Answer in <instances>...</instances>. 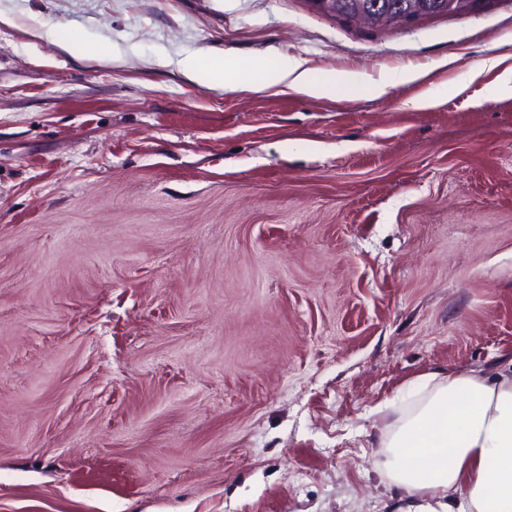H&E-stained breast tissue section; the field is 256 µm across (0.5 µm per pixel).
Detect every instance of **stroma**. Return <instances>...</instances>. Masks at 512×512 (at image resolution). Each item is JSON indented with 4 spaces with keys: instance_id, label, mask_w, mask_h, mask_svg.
I'll use <instances>...</instances> for the list:
<instances>
[{
    "instance_id": "1",
    "label": "stroma",
    "mask_w": 512,
    "mask_h": 512,
    "mask_svg": "<svg viewBox=\"0 0 512 512\" xmlns=\"http://www.w3.org/2000/svg\"><path fill=\"white\" fill-rule=\"evenodd\" d=\"M504 54L512 0H0V512H385L421 376L512 358ZM331 78L321 76L312 69L303 66L297 60L286 59L272 69L260 67L233 68L230 76V88H249L263 90L285 85L299 93L318 97L328 92ZM423 77V73L405 70L393 75L380 77L378 80H373L365 85V90L369 91L372 96L380 97L386 94L388 89L397 83H409Z\"/></svg>"
}]
</instances>
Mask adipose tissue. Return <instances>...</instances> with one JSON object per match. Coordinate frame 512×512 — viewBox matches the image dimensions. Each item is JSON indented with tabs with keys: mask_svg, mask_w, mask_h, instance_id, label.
<instances>
[{
	"mask_svg": "<svg viewBox=\"0 0 512 512\" xmlns=\"http://www.w3.org/2000/svg\"><path fill=\"white\" fill-rule=\"evenodd\" d=\"M208 82L263 90L284 85L318 97L329 78L286 59L271 69L205 71ZM423 397L395 424L385 474L391 512H512V371L423 375Z\"/></svg>",
	"mask_w": 512,
	"mask_h": 512,
	"instance_id": "1",
	"label": "adipose tissue"
}]
</instances>
